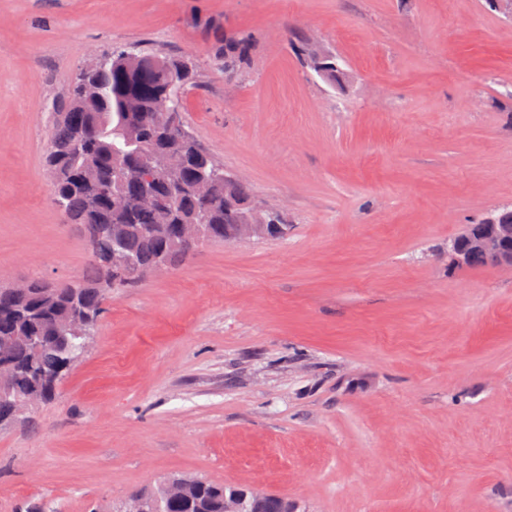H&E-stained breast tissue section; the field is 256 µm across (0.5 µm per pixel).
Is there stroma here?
I'll use <instances>...</instances> for the list:
<instances>
[{"mask_svg": "<svg viewBox=\"0 0 512 512\" xmlns=\"http://www.w3.org/2000/svg\"><path fill=\"white\" fill-rule=\"evenodd\" d=\"M252 50L238 77L224 35ZM335 55L340 82L307 67ZM189 57L187 132L279 209L108 293L55 399L0 428V512H121L173 475L298 512H512V19L487 0H0V285L91 265L44 157L77 69ZM485 231L469 246L472 251L490 255L495 262L512 267V224H497L495 217L488 218Z\"/></svg>", "mask_w": 512, "mask_h": 512, "instance_id": "35a3bbf8", "label": "stroma"}]
</instances>
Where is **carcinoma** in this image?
I'll use <instances>...</instances> for the list:
<instances>
[{
    "instance_id": "carcinoma-1",
    "label": "carcinoma",
    "mask_w": 512,
    "mask_h": 512,
    "mask_svg": "<svg viewBox=\"0 0 512 512\" xmlns=\"http://www.w3.org/2000/svg\"><path fill=\"white\" fill-rule=\"evenodd\" d=\"M250 49L247 36L227 33L218 58L241 65ZM194 77L178 56L115 50L107 62L80 69L67 108L55 113L46 156L52 200L96 259L76 281L30 280L23 296L0 286V342H17L11 383L21 397L41 391L43 401L51 400L56 387L44 388L43 374L67 368L56 337L96 324L107 289L141 282L108 263L113 228L122 230L123 247L146 273L160 259L173 268L192 255L196 246L180 243L183 224L205 225V241L228 240L233 211L224 167L189 136L165 138V91ZM235 491L174 477L127 503L139 512H224V495Z\"/></svg>"
}]
</instances>
